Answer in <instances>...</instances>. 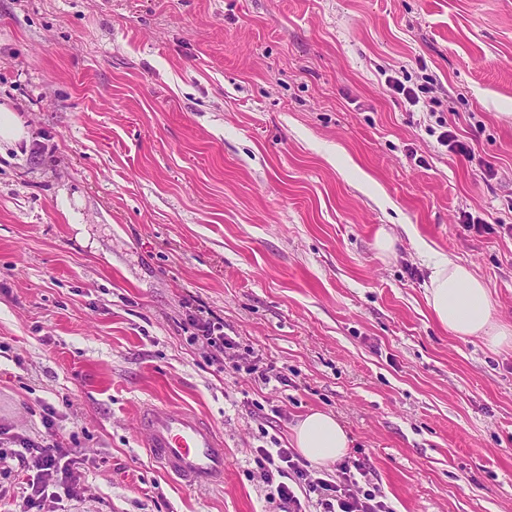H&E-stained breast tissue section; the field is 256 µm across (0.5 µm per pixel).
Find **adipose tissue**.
I'll list each match as a JSON object with an SVG mask.
<instances>
[{"instance_id": "obj_1", "label": "adipose tissue", "mask_w": 512, "mask_h": 512, "mask_svg": "<svg viewBox=\"0 0 512 512\" xmlns=\"http://www.w3.org/2000/svg\"><path fill=\"white\" fill-rule=\"evenodd\" d=\"M428 304L438 322L455 335L478 337L493 346L512 341V327L492 321L488 290L468 266L445 257L437 259L432 265ZM294 444L304 458L320 466L338 462L350 449L340 421L321 411L298 422Z\"/></svg>"}]
</instances>
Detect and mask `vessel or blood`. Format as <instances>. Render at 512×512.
<instances>
[{
  "label": "vessel or blood",
  "mask_w": 512,
  "mask_h": 512,
  "mask_svg": "<svg viewBox=\"0 0 512 512\" xmlns=\"http://www.w3.org/2000/svg\"><path fill=\"white\" fill-rule=\"evenodd\" d=\"M137 424L150 458L168 475L202 488L224 481V439L194 412L147 405Z\"/></svg>",
  "instance_id": "1"
}]
</instances>
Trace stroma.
I'll list each match as a JSON object with an SVG mask.
<instances>
[{
    "label": "stroma",
    "instance_id": "obj_1",
    "mask_svg": "<svg viewBox=\"0 0 512 512\" xmlns=\"http://www.w3.org/2000/svg\"><path fill=\"white\" fill-rule=\"evenodd\" d=\"M0 105V425L53 409L82 475L41 512H274L254 459L314 410L393 512H512V346L426 300L444 256L512 324V235L462 225L512 214V0H0ZM147 403L222 433L223 486L151 461ZM402 78L405 79L404 75L402 77L388 75L384 81V91L389 94L402 95L410 106H417L420 103V94L426 93L425 87H417L415 89L410 85H406ZM30 140L20 117L11 109L0 107V150L1 144H6L20 152L19 145L24 142V147L28 148ZM446 128L437 136V142L452 155L462 158L467 162H472L475 159L474 150L466 142L460 140L454 130ZM192 326L197 331L191 339L201 340L208 348H211V363L216 364L219 372H224V349L229 348L230 341L224 336V323L218 319H203L199 316L190 315Z\"/></svg>",
    "mask_w": 512,
    "mask_h": 512
}]
</instances>
